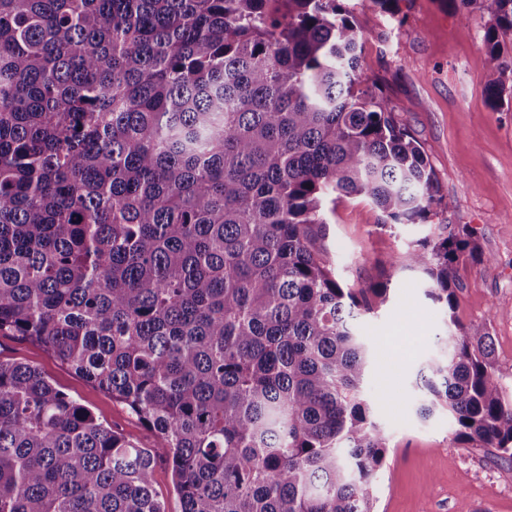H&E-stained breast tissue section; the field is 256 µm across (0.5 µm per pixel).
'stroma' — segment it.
<instances>
[{
  "label": "stroma",
  "mask_w": 512,
  "mask_h": 512,
  "mask_svg": "<svg viewBox=\"0 0 512 512\" xmlns=\"http://www.w3.org/2000/svg\"><path fill=\"white\" fill-rule=\"evenodd\" d=\"M342 5L367 25L362 87H377L390 100L452 202L431 222L389 227L366 198L324 205L327 258L343 287L388 283L386 301H373L372 312L356 322L374 350L363 395L388 440L376 510L512 512V460L463 444L447 411L426 420L417 414L425 398L419 375L447 356L444 340L455 321L490 336L495 373L512 393V104L493 106L485 91L488 15L461 0H400L396 16L371 0ZM440 224L470 225L484 255L462 268L451 309L430 299L422 273L406 266L411 243L434 236ZM390 258L396 264L388 269ZM0 360L36 366L100 422L150 450L153 489L166 512H181L158 434L110 393L17 336L0 334Z\"/></svg>",
  "instance_id": "obj_1"
}]
</instances>
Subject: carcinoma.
<instances>
[{
  "instance_id": "obj_1",
  "label": "carcinoma",
  "mask_w": 512,
  "mask_h": 512,
  "mask_svg": "<svg viewBox=\"0 0 512 512\" xmlns=\"http://www.w3.org/2000/svg\"><path fill=\"white\" fill-rule=\"evenodd\" d=\"M490 14L505 102L512 0ZM341 0H0V333L42 345L160 439L182 512H376L387 439L354 322L387 285L337 280L324 201L392 224L451 207L387 98L355 91ZM407 252L453 307L475 231ZM426 419L512 458L489 336L455 325ZM155 456L39 369L0 360V512H166Z\"/></svg>"
}]
</instances>
